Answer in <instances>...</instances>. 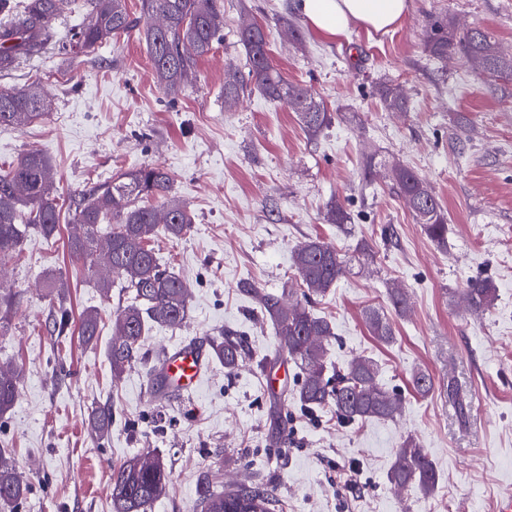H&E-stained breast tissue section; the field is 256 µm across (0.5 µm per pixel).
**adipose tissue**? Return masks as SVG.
Masks as SVG:
<instances>
[{
	"label": "adipose tissue",
	"mask_w": 512,
	"mask_h": 512,
	"mask_svg": "<svg viewBox=\"0 0 512 512\" xmlns=\"http://www.w3.org/2000/svg\"><path fill=\"white\" fill-rule=\"evenodd\" d=\"M409 0H296L302 17L318 33L338 38L350 27L387 32L400 25Z\"/></svg>",
	"instance_id": "ef3b65f1"
}]
</instances>
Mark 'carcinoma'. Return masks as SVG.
<instances>
[{
	"label": "carcinoma",
	"mask_w": 512,
	"mask_h": 512,
	"mask_svg": "<svg viewBox=\"0 0 512 512\" xmlns=\"http://www.w3.org/2000/svg\"><path fill=\"white\" fill-rule=\"evenodd\" d=\"M71 0H0V71L13 69L24 59L41 55L56 39L52 22L69 8ZM88 17L70 29L62 49L89 56L112 39L129 34L136 27L124 0H87ZM141 12L163 20L144 31L149 59L159 87L176 98L195 73L197 61L208 54L224 36V0H140ZM248 61V79L232 74L224 81V99L234 100L248 87L268 98L289 104L298 112L306 133L320 135L331 124L323 105L302 87L288 82L271 65L267 35L254 24L239 31ZM429 52L438 57L454 51L467 59H485L482 74L489 78L512 76V59L497 54L490 33L474 27L457 34L448 21L432 24L427 41ZM51 103L32 88L0 92V126L15 124V115L33 120L50 110ZM399 195L409 204L425 234L437 243L448 238L443 206L428 185L407 167L392 170ZM73 232L67 246L72 260L95 269L99 253L107 252L111 273L122 279L126 294L112 323L107 358L112 373L144 360L142 347L152 325L178 327L188 316L189 292L176 272L160 268L153 243L163 234L179 239L194 223L188 207L171 194V177L161 167L144 166L121 173L110 181L89 187L68 202ZM59 202L55 193L52 165L38 151H29L8 170H0V265L17 257L33 234L49 238L58 232ZM292 264L307 288L304 300L284 304L278 295L260 293L258 304L274 327L278 351L288 355L297 367L296 396L305 409L329 408L341 421L352 424L369 419H392L398 410L397 394L379 383V367L369 357H357L331 373L327 346L336 339L335 328L310 309L311 297L334 287L346 271V261L329 243L310 238L292 253ZM496 288L487 278L467 282L462 295L468 308L483 311L491 307ZM16 305V293L0 285V330ZM373 336L383 342L393 338L390 323L374 311L366 313ZM70 324V312L63 300L53 312V331L62 336ZM81 340L89 345L99 336L95 310L81 315ZM213 358L234 369L242 358L241 344L231 335L211 340ZM19 374L0 379V420L14 406ZM448 396L459 414L467 417L470 404L461 397L454 380H448ZM112 425V406L95 409L90 432L103 436ZM396 489L417 486L434 491L438 475L428 452L413 438H406L397 450L387 475ZM171 474L157 456L134 457L112 474V512H147L164 496ZM33 491L30 478L19 471L11 454L0 448V502L13 512H22ZM281 507L272 486L241 487L227 493L200 484L199 512H275Z\"/></svg>",
	"instance_id": "obj_1"
}]
</instances>
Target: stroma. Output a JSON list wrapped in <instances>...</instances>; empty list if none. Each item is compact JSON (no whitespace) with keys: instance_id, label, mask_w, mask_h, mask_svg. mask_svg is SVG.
<instances>
[{"instance_id":"obj_1","label":"stroma","mask_w":512,"mask_h":512,"mask_svg":"<svg viewBox=\"0 0 512 512\" xmlns=\"http://www.w3.org/2000/svg\"><path fill=\"white\" fill-rule=\"evenodd\" d=\"M126 7L138 30L92 56L53 48L0 72V91L32 86L52 103L42 118L0 127V169L40 151L65 199L123 171L164 168L194 222L154 248L185 279L189 313L180 327L153 326L143 349L155 356L231 331L245 353L232 371L212 361L189 397L153 399L144 363L114 375L107 346L125 295L116 285L103 296L97 273L70 260V216L61 212L56 236L30 237L0 268L19 298L0 335V368L22 373L0 448L33 482L25 512H112L113 470L148 452L163 459L171 483L147 512H193L204 481L216 492L272 484L283 512H495L512 496V79L487 81L460 56L435 58L424 41L446 17L461 31L487 30L512 57V0H410L396 30L354 28L336 39L315 32L293 0H224V39L173 103L154 77L140 0ZM248 22L266 28L272 65L330 113L318 137L258 90L225 104V75L248 72L237 36ZM385 85L408 99V111L384 109ZM399 165L440 199L447 246L427 237L398 195L390 169ZM334 204L348 223L326 221ZM315 237L347 262L311 305L338 336L328 358L338 366L373 358L380 383L402 401L395 418L343 424L332 410L301 409L293 395L295 367L278 353L254 294L302 293L291 255ZM51 274L67 286L72 318L99 313L97 344L84 345L74 329L50 331ZM476 277L496 287L481 315L460 299ZM395 287L406 310L391 302ZM372 309L390 322L391 342L371 335ZM421 371L436 384L425 396L412 385ZM451 377L471 403L468 419L442 390ZM105 403L112 425L98 439L88 419ZM408 437L435 465L433 493L387 480ZM348 467L359 473L351 492L339 482Z\"/></svg>"}]
</instances>
